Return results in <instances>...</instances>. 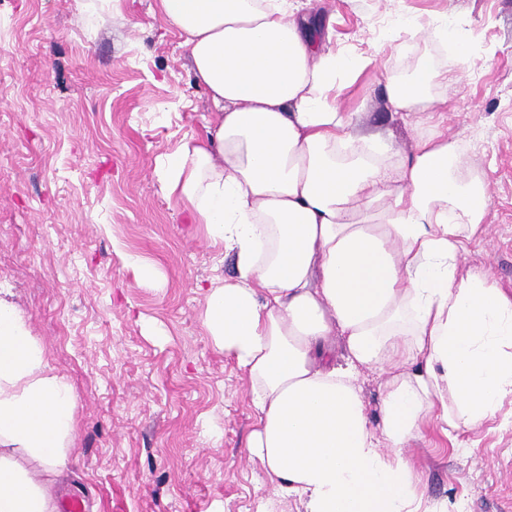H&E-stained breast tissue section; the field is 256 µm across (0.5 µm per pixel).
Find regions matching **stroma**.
Segmentation results:
<instances>
[{"instance_id": "stroma-1", "label": "stroma", "mask_w": 512, "mask_h": 512, "mask_svg": "<svg viewBox=\"0 0 512 512\" xmlns=\"http://www.w3.org/2000/svg\"><path fill=\"white\" fill-rule=\"evenodd\" d=\"M82 2L0 0V296L76 397L58 494L82 495L86 512H255L267 489L245 452L248 382L202 323L201 287L234 276L235 259L155 174L214 106L158 0H119L106 21ZM297 6L306 24H331L323 50L376 58L337 103L392 130L401 152L435 128L396 119L388 80L423 59L458 76L433 86L438 129L469 143L490 198L489 235L461 269L512 293V0ZM404 17L448 23L458 41L413 33ZM141 263L158 278L142 280ZM464 439V451L431 433L413 444L426 497L512 512V428L492 419Z\"/></svg>"}]
</instances>
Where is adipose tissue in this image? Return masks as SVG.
I'll use <instances>...</instances> for the list:
<instances>
[{"instance_id":"adipose-tissue-1","label":"adipose tissue","mask_w":512,"mask_h":512,"mask_svg":"<svg viewBox=\"0 0 512 512\" xmlns=\"http://www.w3.org/2000/svg\"><path fill=\"white\" fill-rule=\"evenodd\" d=\"M218 112L156 171L191 223L233 253L204 287L203 324L250 384L255 512H430L408 453L427 428L452 447L512 405V295L461 272L489 197L441 132L399 152L338 111L341 78L372 64L321 53L290 0H158ZM421 62L391 81L409 126L433 120ZM374 371L370 416L359 379ZM70 386L0 297V512H57L75 424ZM38 463L26 468L22 460Z\"/></svg>"}]
</instances>
